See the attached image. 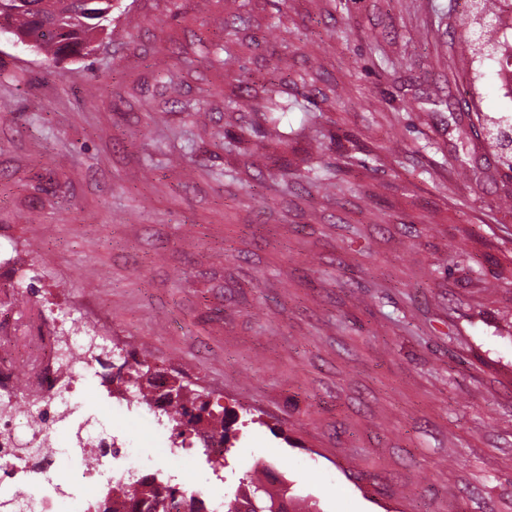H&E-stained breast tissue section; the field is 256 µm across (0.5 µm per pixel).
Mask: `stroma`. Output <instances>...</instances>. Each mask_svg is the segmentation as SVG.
<instances>
[{"label":"stroma","mask_w":512,"mask_h":512,"mask_svg":"<svg viewBox=\"0 0 512 512\" xmlns=\"http://www.w3.org/2000/svg\"><path fill=\"white\" fill-rule=\"evenodd\" d=\"M470 0H119L94 52L0 41V355L61 316L220 406L226 467L160 453L167 421L100 374L57 423L59 480L84 419L128 469L221 502L268 466L319 512H512V172L455 153ZM243 75L227 78L223 46ZM498 65L473 99L512 116ZM280 84L281 141L228 108ZM337 170L325 192L302 179Z\"/></svg>","instance_id":"35a3bbf8"}]
</instances>
